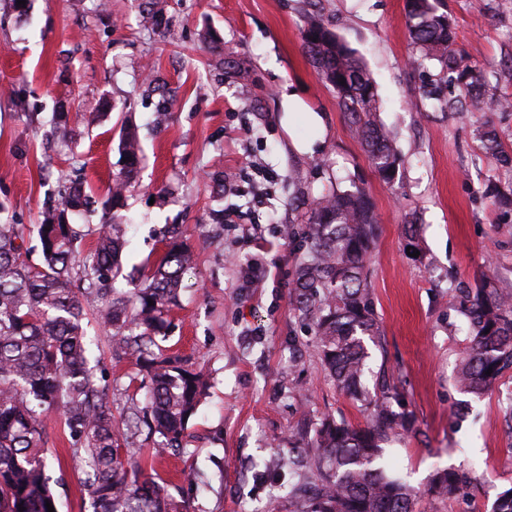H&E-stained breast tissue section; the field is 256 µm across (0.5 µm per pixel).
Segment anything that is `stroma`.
I'll return each mask as SVG.
<instances>
[{
    "label": "stroma",
    "instance_id": "1",
    "mask_svg": "<svg viewBox=\"0 0 512 512\" xmlns=\"http://www.w3.org/2000/svg\"><path fill=\"white\" fill-rule=\"evenodd\" d=\"M144 2L27 0L19 12L0 0V202L19 222L38 223L47 170L104 196L123 166L119 140L130 121L143 153L127 195L133 222L123 269L156 263L170 224L194 253L166 345L207 374L210 389L189 422L186 453L163 466L141 456L144 472L170 480L182 512H295L274 479L256 478L255 462L287 447L302 418L363 422L289 304L312 199L356 185L379 224L368 272L384 341L370 347L371 363L403 386L417 418V435L387 453L421 490L414 512H492L512 487V429L502 411L512 371L460 422L453 374L465 339L460 289L490 276L512 290V214L485 195L491 182L511 187L512 169L486 159L477 135L490 125L512 148V112H451L433 98L410 64L405 0H157L170 21L165 34L145 28ZM446 5L457 47L486 90L512 98V0ZM312 15L372 74L376 120L400 152L392 183L378 176L317 74L303 39ZM288 91L304 110L286 125ZM102 98L114 105L109 115L80 120ZM60 108L77 116L73 139L49 146L32 117ZM310 112L322 115L324 140L300 153L295 142L313 135ZM224 177L230 185L217 191ZM219 209L236 212V222L213 223ZM254 269L264 279L252 280ZM86 319L120 413L134 361L114 353L95 308ZM45 425L50 473L62 480L60 512H85V475L61 421ZM448 466L475 469L477 486L450 499L424 493L430 474Z\"/></svg>",
    "mask_w": 512,
    "mask_h": 512
}]
</instances>
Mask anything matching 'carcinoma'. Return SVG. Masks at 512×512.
I'll return each mask as SVG.
<instances>
[{"mask_svg": "<svg viewBox=\"0 0 512 512\" xmlns=\"http://www.w3.org/2000/svg\"><path fill=\"white\" fill-rule=\"evenodd\" d=\"M443 0H407L406 18L418 53L415 68L439 65V81L464 99L448 98V109L508 112L512 102L484 92L481 72L454 48L456 33ZM304 41L323 80L369 153L375 170L393 180L399 166L394 140L374 119V82L355 51L319 20H309ZM47 124L60 141L73 135L71 116L54 112ZM479 140L486 155L512 166V150L496 130ZM123 169L112 179L100 208L79 184L62 186L46 203L39 224L0 219V512H48L58 507L48 466L44 419L60 417L69 454L81 463L91 512H179L170 484L139 465L126 467L150 443L153 456L184 452L185 431L208 388L204 375L189 368L160 342L171 331L184 275L192 263L178 226L165 236L167 248L148 274H130L134 288L118 293L127 218L123 214L137 174L141 143L132 124L122 128ZM99 215L95 224H77L73 215ZM377 234L372 204L360 188L333 189L312 204L305 225L307 251L300 260L292 310L320 347L337 387L366 413L362 424L322 420L296 432L304 447L318 451L316 470L301 485L284 486L299 498L296 512H412L416 491L385 456L384 444L415 432L406 397L387 380L367 385L368 344L382 345L371 301L366 266ZM37 237L40 263L25 259ZM98 307L99 323L112 331L113 349L135 358L121 419L110 406L112 384L98 375L84 328L85 306ZM466 318V345L457 363L456 389L478 399L512 370V295L487 278L460 294ZM492 373H487V370ZM465 473L437 468L427 492L457 497Z\"/></svg>", "mask_w": 512, "mask_h": 512, "instance_id": "obj_1", "label": "carcinoma"}]
</instances>
